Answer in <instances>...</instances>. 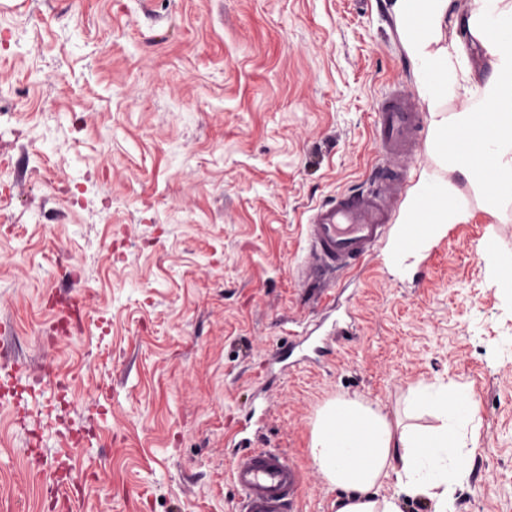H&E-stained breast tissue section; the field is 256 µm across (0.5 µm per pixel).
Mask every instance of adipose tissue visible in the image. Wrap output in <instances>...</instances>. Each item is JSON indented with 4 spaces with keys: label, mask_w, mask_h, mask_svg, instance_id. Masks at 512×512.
Wrapping results in <instances>:
<instances>
[{
    "label": "adipose tissue",
    "mask_w": 512,
    "mask_h": 512,
    "mask_svg": "<svg viewBox=\"0 0 512 512\" xmlns=\"http://www.w3.org/2000/svg\"><path fill=\"white\" fill-rule=\"evenodd\" d=\"M391 11L431 111H440L451 97L465 101L459 112L434 121L429 152L435 167L416 184L401 223H418L423 206L435 199L439 223H458L455 174L495 211L512 201V0H474L466 12L456 0H392ZM451 24L479 42L483 70L474 68L460 38H444ZM485 113L490 122H482ZM471 412L469 398L453 386L416 394L404 424L359 399L327 405L313 426L310 454L340 492L336 512H402L405 497L432 501L434 512H454L455 491L467 472L458 427ZM422 413L433 424H417ZM388 481L397 487L391 496L380 492Z\"/></svg>",
    "instance_id": "1"
}]
</instances>
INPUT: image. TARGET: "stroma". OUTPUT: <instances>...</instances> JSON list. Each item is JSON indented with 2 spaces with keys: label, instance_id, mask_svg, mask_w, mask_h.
Returning a JSON list of instances; mask_svg holds the SVG:
<instances>
[{
  "label": "stroma",
  "instance_id": "stroma-1",
  "mask_svg": "<svg viewBox=\"0 0 512 512\" xmlns=\"http://www.w3.org/2000/svg\"><path fill=\"white\" fill-rule=\"evenodd\" d=\"M391 0H0V337L25 366L0 405V512H235L250 439L336 512L314 464L323 407L404 414L454 383L475 411L457 512H512V202L426 256H378L318 291L310 210L360 187L374 114L417 88ZM82 314L54 339L60 266ZM349 341L280 355L303 328ZM69 404L59 407V396ZM42 436L43 455L29 447Z\"/></svg>",
  "mask_w": 512,
  "mask_h": 512
}]
</instances>
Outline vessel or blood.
<instances>
[{"label": "vessel or blood", "instance_id": "vessel-or-blood-1", "mask_svg": "<svg viewBox=\"0 0 512 512\" xmlns=\"http://www.w3.org/2000/svg\"><path fill=\"white\" fill-rule=\"evenodd\" d=\"M424 115L402 91L389 95L375 114L373 142L379 162L355 190L313 207L308 215V257L301 274L323 283L333 272L360 267L378 243L392 238L394 254L440 242V224L394 227L393 212L408 178V166L423 150ZM239 492L236 512H294L300 475L276 449L245 448L231 471Z\"/></svg>", "mask_w": 512, "mask_h": 512}]
</instances>
